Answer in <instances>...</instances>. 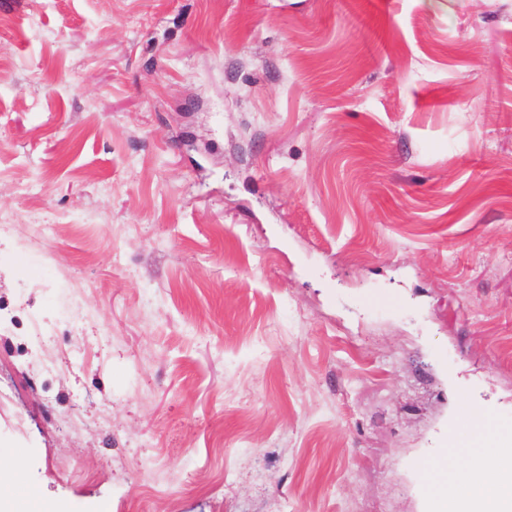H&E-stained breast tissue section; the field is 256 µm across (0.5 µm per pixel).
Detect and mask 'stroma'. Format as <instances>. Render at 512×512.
Returning a JSON list of instances; mask_svg holds the SVG:
<instances>
[{"label": "stroma", "mask_w": 512, "mask_h": 512, "mask_svg": "<svg viewBox=\"0 0 512 512\" xmlns=\"http://www.w3.org/2000/svg\"><path fill=\"white\" fill-rule=\"evenodd\" d=\"M0 19V494L428 512L512 433V0Z\"/></svg>", "instance_id": "1"}]
</instances>
